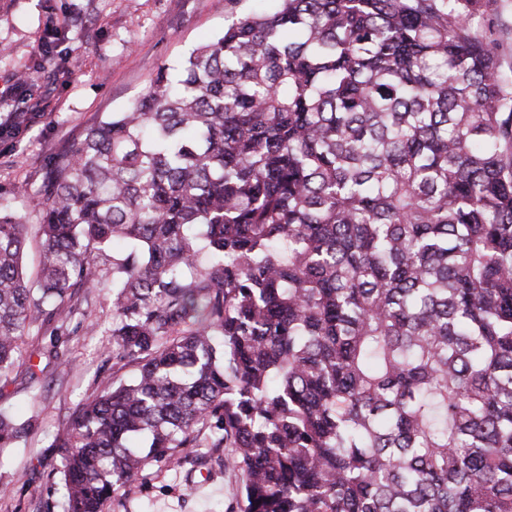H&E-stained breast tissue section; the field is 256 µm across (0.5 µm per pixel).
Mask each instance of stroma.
I'll list each match as a JSON object with an SVG mask.
<instances>
[{"label": "stroma", "instance_id": "obj_1", "mask_svg": "<svg viewBox=\"0 0 512 512\" xmlns=\"http://www.w3.org/2000/svg\"><path fill=\"white\" fill-rule=\"evenodd\" d=\"M274 0H0V91L18 75L36 80L25 103L27 120L0 110V199L26 226L24 268L38 273L39 192L47 170L73 141L108 113L126 110L162 66L178 64L211 40L234 12L270 10ZM65 32L66 55L46 69L39 50L46 16ZM98 265L104 286L73 299L85 318L38 380L24 370L0 382V408L33 430L7 452L0 468V512H52L59 496L50 444L79 403L113 377L105 355L112 336V257ZM238 473L150 467L104 506V512H229Z\"/></svg>", "mask_w": 512, "mask_h": 512}]
</instances>
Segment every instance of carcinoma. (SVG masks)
<instances>
[{
    "mask_svg": "<svg viewBox=\"0 0 512 512\" xmlns=\"http://www.w3.org/2000/svg\"><path fill=\"white\" fill-rule=\"evenodd\" d=\"M50 168L41 276L0 210V378L59 358L112 251V380L59 429L62 512L149 466L238 512H512L502 0H276ZM61 33L40 50L61 58ZM32 429L0 413V457ZM229 448L227 455L219 451Z\"/></svg>",
    "mask_w": 512,
    "mask_h": 512,
    "instance_id": "carcinoma-1",
    "label": "carcinoma"
}]
</instances>
